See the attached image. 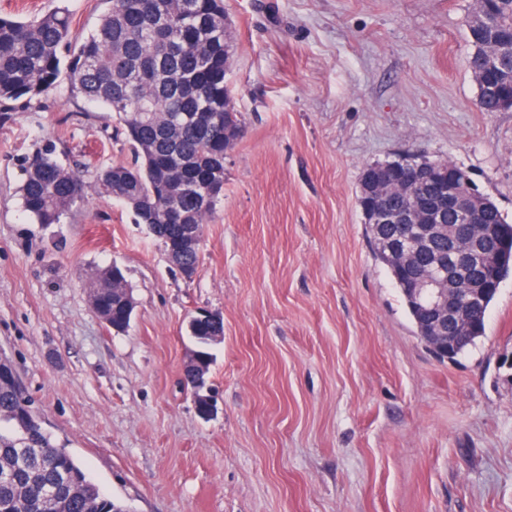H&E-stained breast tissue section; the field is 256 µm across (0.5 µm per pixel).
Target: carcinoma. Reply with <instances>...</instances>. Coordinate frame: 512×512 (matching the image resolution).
Listing matches in <instances>:
<instances>
[{"mask_svg": "<svg viewBox=\"0 0 512 512\" xmlns=\"http://www.w3.org/2000/svg\"><path fill=\"white\" fill-rule=\"evenodd\" d=\"M106 5L96 28L82 39L71 36L67 10L22 20L0 16V117L55 86L61 74L71 94L105 106L124 136L132 161L99 171L95 185L128 208L135 223L146 226L163 245L168 260L193 279L207 217L224 194V153L235 144L240 112L225 76L230 67L233 32L224 26V0H101ZM474 51L468 60L482 76L478 107L499 111L498 97L512 88V0H495L487 20L469 28ZM500 65L485 68L486 56ZM408 157L366 166L357 204L388 207L412 219L418 200L439 198L448 184V161ZM24 210L38 224H61L88 193V182L65 164L56 146L36 150L22 166ZM372 175L394 183L413 180L408 189L382 197L367 195ZM481 235L493 268L475 285L482 314L461 327H448V357L455 361L485 335V321L502 280L512 269V224L486 199ZM374 258L398 288L416 334L431 348L442 343L426 332L425 318L413 305L409 283L434 259L451 257L455 240L470 229L446 214L445 227L416 266L397 270L383 241L398 234L397 224H373L364 218ZM114 269L95 273L92 304L97 314L118 327L125 295L114 290ZM194 353L209 370L213 337L224 335L220 313L187 328ZM0 512H131L121 499L103 493L67 450L46 432L33 401L12 367L0 369Z\"/></svg>", "mask_w": 512, "mask_h": 512, "instance_id": "cac0c4a2", "label": "carcinoma"}]
</instances>
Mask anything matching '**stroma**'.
<instances>
[{"label":"stroma","instance_id":"35a3bbf8","mask_svg":"<svg viewBox=\"0 0 512 512\" xmlns=\"http://www.w3.org/2000/svg\"><path fill=\"white\" fill-rule=\"evenodd\" d=\"M100 0H0L26 18ZM227 83L246 133L192 280L99 189L66 223L23 211L25 159L54 144L130 162L111 112L68 78L0 121V356L45 430L132 512H512V275L476 347L451 362L416 335L357 205L366 165L466 168L512 221V111L483 112L468 67L475 0H224ZM119 266L117 333L91 283ZM220 312L200 417L181 387L190 317Z\"/></svg>","mask_w":512,"mask_h":512}]
</instances>
